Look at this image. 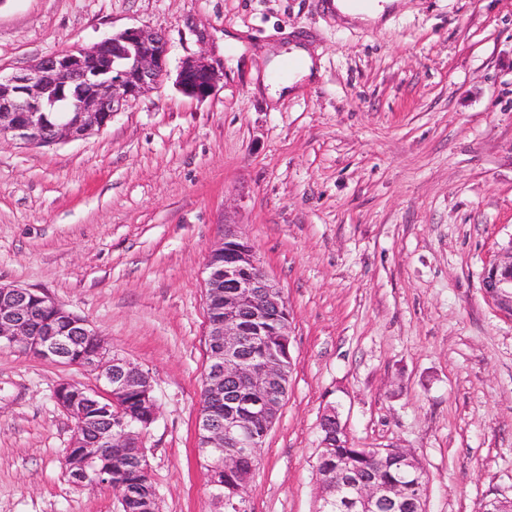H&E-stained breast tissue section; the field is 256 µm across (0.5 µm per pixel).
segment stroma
<instances>
[{"label": "stroma", "mask_w": 512, "mask_h": 512, "mask_svg": "<svg viewBox=\"0 0 512 512\" xmlns=\"http://www.w3.org/2000/svg\"><path fill=\"white\" fill-rule=\"evenodd\" d=\"M133 26L165 34L169 77L102 130L0 142V284L45 291L148 371L144 446L159 512H224L196 448L206 261L239 225L288 306L292 381L258 451L249 512H317L320 417L353 448H404L428 512L512 498V311L486 270L512 256V0H406L387 26L326 0H0V72ZM211 96L174 76L224 62ZM318 77L254 90L269 44ZM95 371L0 348V512H122L71 483L54 399Z\"/></svg>", "instance_id": "1"}]
</instances>
